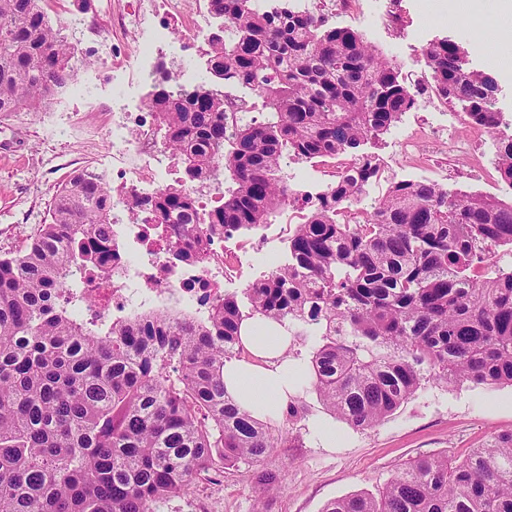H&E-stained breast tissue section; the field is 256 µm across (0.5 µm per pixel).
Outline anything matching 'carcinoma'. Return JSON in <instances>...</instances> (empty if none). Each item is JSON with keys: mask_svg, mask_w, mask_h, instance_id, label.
<instances>
[{"mask_svg": "<svg viewBox=\"0 0 512 512\" xmlns=\"http://www.w3.org/2000/svg\"><path fill=\"white\" fill-rule=\"evenodd\" d=\"M208 2L224 19L210 73L248 88L266 115L231 123L226 93L158 65L147 106L182 176L128 204L180 264L197 262L205 227L269 223L288 198L284 159H335L417 104L396 65L351 29L288 0ZM424 57L437 96L493 134L512 189L495 78L468 67L464 46L447 38ZM75 58L42 0H0V112L42 111L73 83ZM378 171L354 157L294 226L286 260L245 289L248 305L226 293L203 311L157 306L97 322L78 315L92 299L72 284L112 269V191L86 170L67 181L30 245L0 257V512H156L219 464L247 466L280 489L281 474L261 467L276 426L224 389V362L245 355L240 327L256 315L312 341L313 387L355 429L377 426L430 382L512 386V268L494 262L512 248V200L398 182L357 223H342ZM223 175L229 185L209 208L180 188ZM307 413L294 398L283 421ZM323 512H512V431L461 461L414 459L377 493Z\"/></svg>", "mask_w": 512, "mask_h": 512, "instance_id": "obj_1", "label": "carcinoma"}]
</instances>
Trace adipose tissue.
Masks as SVG:
<instances>
[{
	"instance_id": "1",
	"label": "adipose tissue",
	"mask_w": 512,
	"mask_h": 512,
	"mask_svg": "<svg viewBox=\"0 0 512 512\" xmlns=\"http://www.w3.org/2000/svg\"><path fill=\"white\" fill-rule=\"evenodd\" d=\"M241 342L245 359L224 364V387L253 417H281L307 378L303 362L289 357L292 339L278 323L262 317L245 320Z\"/></svg>"
}]
</instances>
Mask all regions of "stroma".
<instances>
[{"instance_id":"35a3bbf8","label":"stroma","mask_w":512,"mask_h":512,"mask_svg":"<svg viewBox=\"0 0 512 512\" xmlns=\"http://www.w3.org/2000/svg\"><path fill=\"white\" fill-rule=\"evenodd\" d=\"M446 0H354L347 10L327 15L328 25L362 34L399 69L415 92L419 105L402 113L379 140L363 143L359 154L375 157L379 178L370 180L361 196L371 206L389 186L401 181L432 180L461 195L480 193L507 197L496 169L477 177L466 163L444 171L438 162L412 166L400 155L401 144L415 129L441 122L454 107L435 100L423 50L435 39L448 36L467 50L470 66L491 73L498 83L501 132L512 135V70L494 65L490 43L512 30V13H503L499 0H482V14L495 20L492 28L471 25L466 13L451 14ZM123 89L135 101H147L151 89L137 84L131 66L121 68L95 62L79 65L77 84L43 112L0 113V256L24 249L40 224L49 218L53 200L71 176L97 165L111 164L112 141L107 134L88 139L83 129H99L112 110L115 89ZM320 160L303 163L305 190L270 224L237 231L230 247L241 250L246 263L238 280L225 292L242 294L263 278L287 255L288 236L294 225L309 214L313 177L322 169ZM342 443L325 448L315 443L309 429L295 425L283 434L266 468L280 471L283 485L269 493L254 484L247 469L214 470L198 476L157 512H322L334 499L360 491L377 492L402 464L440 453L464 458L487 443L493 434L512 431V387H485L469 383L456 388L427 385L407 404L378 426L356 430L337 422Z\"/></svg>"}]
</instances>
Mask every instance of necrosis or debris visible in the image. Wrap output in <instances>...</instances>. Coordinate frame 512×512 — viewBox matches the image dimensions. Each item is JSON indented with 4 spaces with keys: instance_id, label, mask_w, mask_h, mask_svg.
I'll use <instances>...</instances> for the list:
<instances>
[{
    "instance_id": "4bbe7bcc",
    "label": "necrosis or debris",
    "mask_w": 512,
    "mask_h": 512,
    "mask_svg": "<svg viewBox=\"0 0 512 512\" xmlns=\"http://www.w3.org/2000/svg\"><path fill=\"white\" fill-rule=\"evenodd\" d=\"M181 27L185 46L207 53L209 41L222 25L209 10L207 0H197L195 10L185 8V0H133L131 5L114 9L112 24L100 28L96 41L102 60H109L113 42L111 30L123 31L137 49L140 77L150 80L154 59L168 46L170 24ZM108 127L112 153L120 166H95L91 172L112 187L113 230L119 243L118 256L123 266L120 275L99 269L87 276L88 292L95 305L88 318L111 312L127 313L174 296L193 309L203 300L223 298L225 283L235 281L242 266L236 250L225 247L223 235L202 234L197 246L206 259L196 265H175L168 247L153 226L133 222L126 207L132 195H149L168 184L173 173V157L163 147L161 129L149 108H132L113 113ZM487 132L461 135L456 128L435 125L418 130L402 145L406 162L416 163L439 157L443 168L455 167L460 156H467L471 170L483 174L488 158L474 149L476 140H488Z\"/></svg>"
}]
</instances>
